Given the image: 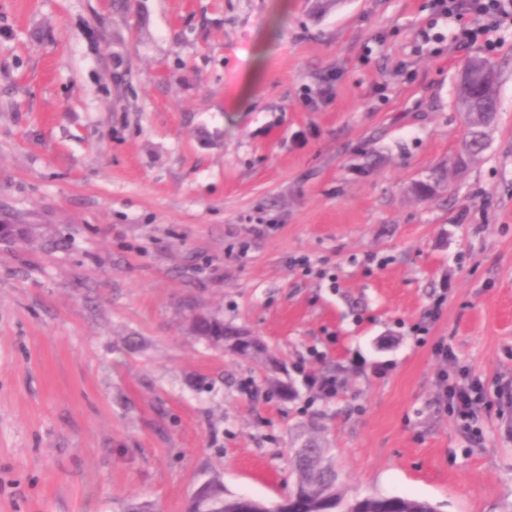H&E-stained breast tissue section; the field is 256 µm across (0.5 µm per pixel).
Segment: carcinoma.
<instances>
[{
    "instance_id": "obj_1",
    "label": "carcinoma",
    "mask_w": 512,
    "mask_h": 512,
    "mask_svg": "<svg viewBox=\"0 0 512 512\" xmlns=\"http://www.w3.org/2000/svg\"><path fill=\"white\" fill-rule=\"evenodd\" d=\"M459 101L467 105L465 141L469 142L472 155L476 156L482 152L480 129L484 113L497 110L496 88L463 82ZM232 331L233 328L224 325L217 317L202 314L194 335L217 347L221 335ZM315 452V448L293 451L291 462L296 473V501L274 507L255 499L245 504L240 497L225 491L221 475L215 473L198 484L190 498L189 512H436L427 501L402 496H367L346 503L337 488L336 472L331 468L319 469L312 463L311 454Z\"/></svg>"
}]
</instances>
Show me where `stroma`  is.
Returning a JSON list of instances; mask_svg holds the SVG:
<instances>
[{"label": "stroma", "mask_w": 512, "mask_h": 512, "mask_svg": "<svg viewBox=\"0 0 512 512\" xmlns=\"http://www.w3.org/2000/svg\"><path fill=\"white\" fill-rule=\"evenodd\" d=\"M434 3L0 0V512H186L214 471L273 505L312 440L346 499L512 512V27L464 50ZM475 72L481 73L482 81L486 85L461 82L459 91L460 107L463 103L467 105L466 111H463L467 112L468 117L464 142H469L473 157L482 152L480 129L485 114L480 112H496L497 110L496 87L487 86V84L498 82L496 70L480 66L464 69L461 76L462 78L468 76L471 78ZM200 320L198 322L197 330L193 331L194 335L200 339L206 340L209 344L220 347L219 342L224 336V332L230 333L233 331H239L237 329L224 326V322L215 316L209 314L199 313ZM222 335V336H213ZM444 396L449 405L463 417L468 416L474 406L484 399V387L478 379H465L462 382L447 384Z\"/></svg>", "instance_id": "obj_1"}]
</instances>
